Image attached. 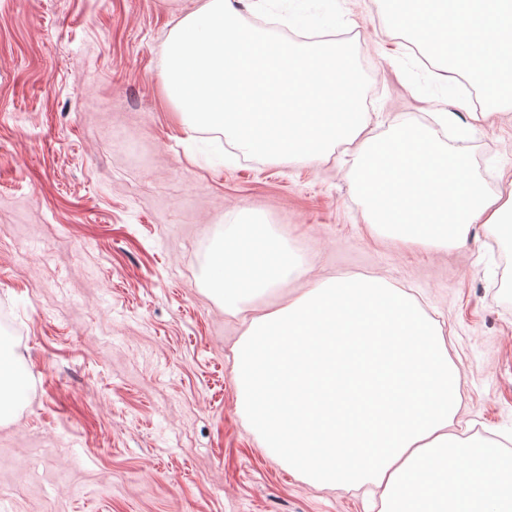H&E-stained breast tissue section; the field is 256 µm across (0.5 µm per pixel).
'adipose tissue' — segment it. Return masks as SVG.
Listing matches in <instances>:
<instances>
[{
  "mask_svg": "<svg viewBox=\"0 0 512 512\" xmlns=\"http://www.w3.org/2000/svg\"><path fill=\"white\" fill-rule=\"evenodd\" d=\"M420 9L407 13L391 9L392 30H413L425 33L431 44H439L448 30V13L436 8V0H421ZM494 47L497 55L512 59V24H480L478 40L457 44L455 57L469 66H481L493 85L497 99L512 98V70L485 66L479 44ZM246 234L242 225H231L224 234V243L213 253L211 266L213 282L224 300L226 313L237 315L246 310L251 300L288 278L301 275L302 269L288 258L287 246L267 238L251 250L245 249Z\"/></svg>",
  "mask_w": 512,
  "mask_h": 512,
  "instance_id": "ef3b65f1",
  "label": "adipose tissue"
}]
</instances>
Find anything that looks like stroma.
<instances>
[{"label": "stroma", "mask_w": 512, "mask_h": 512, "mask_svg": "<svg viewBox=\"0 0 512 512\" xmlns=\"http://www.w3.org/2000/svg\"><path fill=\"white\" fill-rule=\"evenodd\" d=\"M197 0H0V317L26 396L0 422V512H365L264 447L242 413L233 347L245 315L209 290L226 225L265 224L306 270L254 304L321 282L380 277L442 327L463 425L512 437V258L485 225L436 248L372 235L335 147L317 161L217 162L162 93L172 27ZM387 0H243L248 25L296 18L353 41L375 136L433 112L466 116L393 31ZM446 144L485 185H512V105Z\"/></svg>", "instance_id": "obj_1"}]
</instances>
